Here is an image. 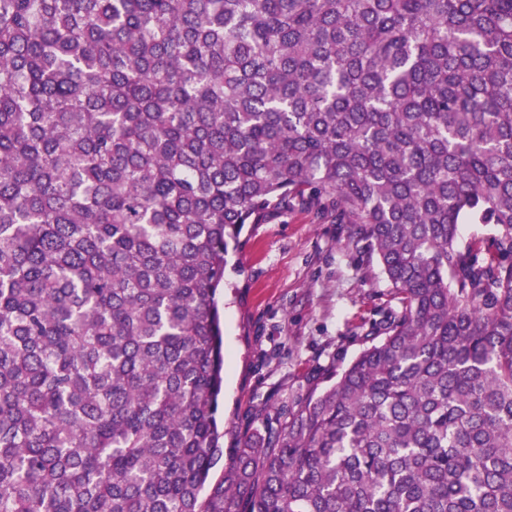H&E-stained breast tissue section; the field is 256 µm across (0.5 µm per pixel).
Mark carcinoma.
I'll return each instance as SVG.
<instances>
[{
    "label": "carcinoma",
    "mask_w": 512,
    "mask_h": 512,
    "mask_svg": "<svg viewBox=\"0 0 512 512\" xmlns=\"http://www.w3.org/2000/svg\"><path fill=\"white\" fill-rule=\"evenodd\" d=\"M296 207L397 305L226 450ZM0 512H512V0H0Z\"/></svg>",
    "instance_id": "1"
}]
</instances>
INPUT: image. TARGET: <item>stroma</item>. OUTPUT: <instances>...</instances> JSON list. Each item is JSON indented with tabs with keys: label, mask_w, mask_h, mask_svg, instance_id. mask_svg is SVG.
Returning <instances> with one entry per match:
<instances>
[{
	"label": "stroma",
	"mask_w": 512,
	"mask_h": 512,
	"mask_svg": "<svg viewBox=\"0 0 512 512\" xmlns=\"http://www.w3.org/2000/svg\"><path fill=\"white\" fill-rule=\"evenodd\" d=\"M347 225L304 209L248 225L225 269L224 445L247 432L255 408L289 411L328 373L346 367L389 303V286L364 283Z\"/></svg>",
	"instance_id": "stroma-1"
}]
</instances>
